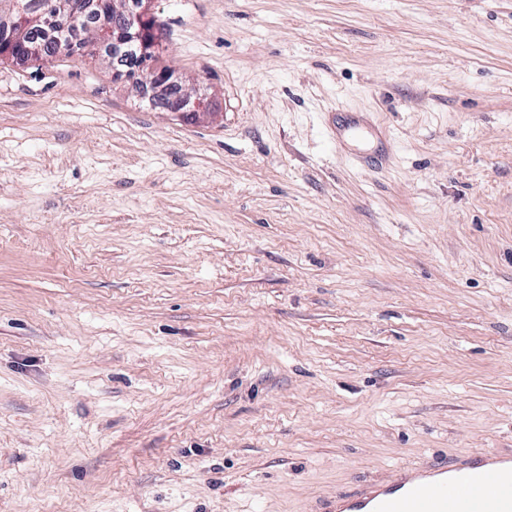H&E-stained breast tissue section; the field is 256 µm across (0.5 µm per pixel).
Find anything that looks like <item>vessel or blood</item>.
Returning a JSON list of instances; mask_svg holds the SVG:
<instances>
[{
  "label": "vessel or blood",
  "instance_id": "b4317fda",
  "mask_svg": "<svg viewBox=\"0 0 512 512\" xmlns=\"http://www.w3.org/2000/svg\"><path fill=\"white\" fill-rule=\"evenodd\" d=\"M320 512H512V454L427 463L336 494Z\"/></svg>",
  "mask_w": 512,
  "mask_h": 512
}]
</instances>
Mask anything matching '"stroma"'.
Instances as JSON below:
<instances>
[{
	"label": "stroma",
	"instance_id": "obj_1",
	"mask_svg": "<svg viewBox=\"0 0 512 512\" xmlns=\"http://www.w3.org/2000/svg\"><path fill=\"white\" fill-rule=\"evenodd\" d=\"M154 13L212 119L0 61V512H318L512 453V0Z\"/></svg>",
	"mask_w": 512,
	"mask_h": 512
}]
</instances>
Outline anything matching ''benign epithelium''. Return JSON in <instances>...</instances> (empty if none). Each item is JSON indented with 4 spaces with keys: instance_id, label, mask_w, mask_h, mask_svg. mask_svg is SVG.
<instances>
[{
    "instance_id": "7a95c632",
    "label": "benign epithelium",
    "mask_w": 512,
    "mask_h": 512,
    "mask_svg": "<svg viewBox=\"0 0 512 512\" xmlns=\"http://www.w3.org/2000/svg\"><path fill=\"white\" fill-rule=\"evenodd\" d=\"M154 0H40L30 11L22 0H0V60L51 63L88 51L79 25L92 11L100 22L92 41L112 50V79H122L156 107L196 120L214 116L205 94L160 59Z\"/></svg>"
}]
</instances>
